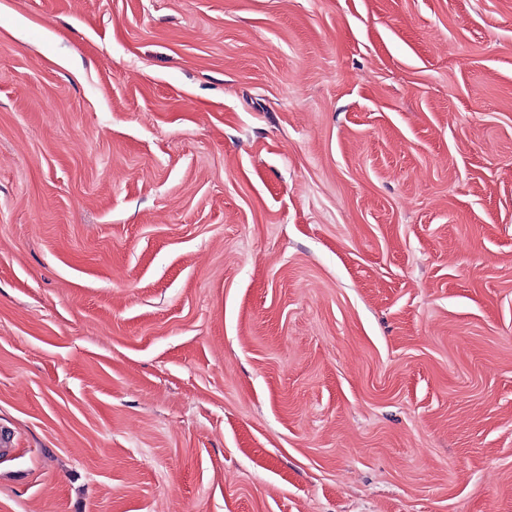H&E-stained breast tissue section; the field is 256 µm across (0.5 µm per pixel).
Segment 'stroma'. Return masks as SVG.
I'll return each instance as SVG.
<instances>
[{
  "label": "stroma",
  "mask_w": 512,
  "mask_h": 512,
  "mask_svg": "<svg viewBox=\"0 0 512 512\" xmlns=\"http://www.w3.org/2000/svg\"><path fill=\"white\" fill-rule=\"evenodd\" d=\"M0 512H512V0H0Z\"/></svg>",
  "instance_id": "35a3bbf8"
}]
</instances>
